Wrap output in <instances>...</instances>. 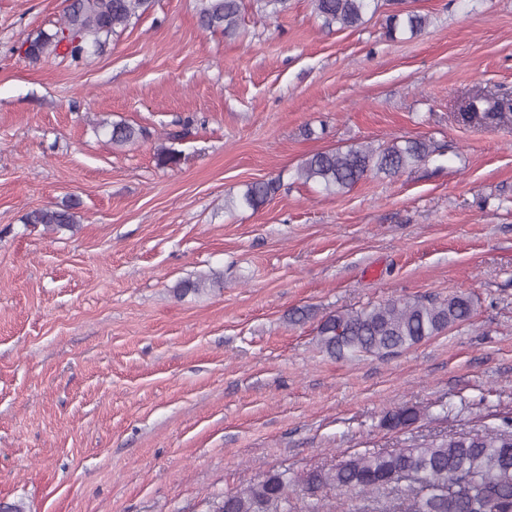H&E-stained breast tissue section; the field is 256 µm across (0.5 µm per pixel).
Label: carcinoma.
I'll return each mask as SVG.
<instances>
[{
    "label": "carcinoma",
    "mask_w": 512,
    "mask_h": 512,
    "mask_svg": "<svg viewBox=\"0 0 512 512\" xmlns=\"http://www.w3.org/2000/svg\"><path fill=\"white\" fill-rule=\"evenodd\" d=\"M61 23L52 32L41 31L23 43L32 63L63 54L83 63L103 50L111 36L145 13L150 0H65ZM199 27L232 38L237 34L243 0H196ZM315 13L328 28H355L367 13H376L379 0H312ZM465 122H503L512 115V99L478 90L459 108ZM112 144L122 146L147 136L126 123L100 124ZM434 152L420 139L395 140L345 150L316 152L304 159L297 176L330 194H343L369 173L394 178ZM279 189L275 180L246 184L243 193L227 202L230 208L258 210ZM78 203L35 209L26 224H40L51 232H75L80 227ZM220 281L198 277L181 281L178 296L199 295ZM474 311L464 294L445 299H390L384 303L328 315L317 328L320 349L333 357H385L467 322ZM419 411L403 405L386 412L383 424L391 430L414 425ZM354 492L375 497L376 508L360 512H512V416L476 432L424 439L386 452L355 453L331 471L310 470L302 475L287 470L235 492L214 503L213 512H336L328 491Z\"/></svg>",
    "instance_id": "cac0c4a2"
}]
</instances>
